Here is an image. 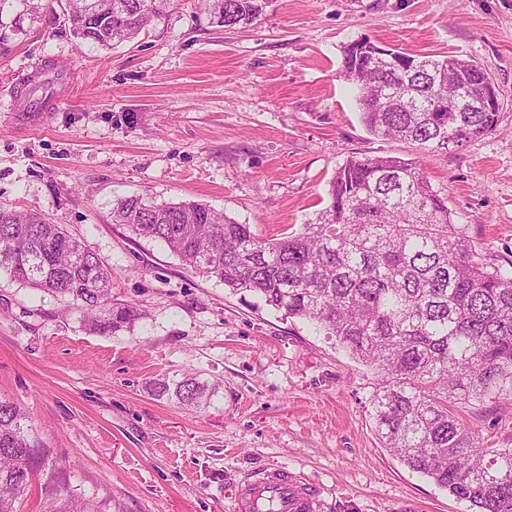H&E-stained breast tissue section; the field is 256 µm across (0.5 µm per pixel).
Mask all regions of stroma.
I'll list each match as a JSON object with an SVG mask.
<instances>
[{
    "instance_id": "obj_1",
    "label": "stroma",
    "mask_w": 512,
    "mask_h": 512,
    "mask_svg": "<svg viewBox=\"0 0 512 512\" xmlns=\"http://www.w3.org/2000/svg\"><path fill=\"white\" fill-rule=\"evenodd\" d=\"M360 37L480 64L497 126L418 156L367 133L338 78ZM70 78L36 123L15 109L27 74ZM355 154L416 160L490 263L512 265V0H264L251 26L214 24L208 0H174L137 38L79 44L60 4L0 11V202L40 212L112 267V296L145 314L132 331L84 330L63 304L0 274V395L31 417L61 471L56 503L95 512H236L243 473L315 481L322 512H471L382 448L374 370L308 322L186 268L112 220L118 199L200 202L263 237L315 222ZM215 383L196 410L153 394L184 375ZM512 448V409L470 416Z\"/></svg>"
}]
</instances>
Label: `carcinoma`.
<instances>
[{"instance_id":"carcinoma-1","label":"carcinoma","mask_w":512,"mask_h":512,"mask_svg":"<svg viewBox=\"0 0 512 512\" xmlns=\"http://www.w3.org/2000/svg\"><path fill=\"white\" fill-rule=\"evenodd\" d=\"M172 0H67L74 36L109 49L135 38ZM214 23L254 24L261 0H210ZM402 68L342 52L366 131L422 154L460 147L494 129L498 112H473L487 72L456 55L409 53ZM113 221L163 244L195 273L248 292L287 318L335 338L377 378L371 415L382 446L476 512H512V448H487L465 421L512 404V272L481 255L421 165L351 156L329 183L316 221L282 237L258 236L198 202L118 200ZM65 300L83 327L108 335L142 318L112 299V268L64 224L0 205V273ZM158 397L195 408L216 387L191 376L157 383ZM46 465L35 427L0 396V512Z\"/></svg>"}]
</instances>
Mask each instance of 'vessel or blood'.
Segmentation results:
<instances>
[{"instance_id":"1","label":"vessel or blood","mask_w":512,"mask_h":512,"mask_svg":"<svg viewBox=\"0 0 512 512\" xmlns=\"http://www.w3.org/2000/svg\"><path fill=\"white\" fill-rule=\"evenodd\" d=\"M277 502L276 512H321L323 503L316 484L283 468H265L240 485L238 512H257L263 499Z\"/></svg>"}]
</instances>
